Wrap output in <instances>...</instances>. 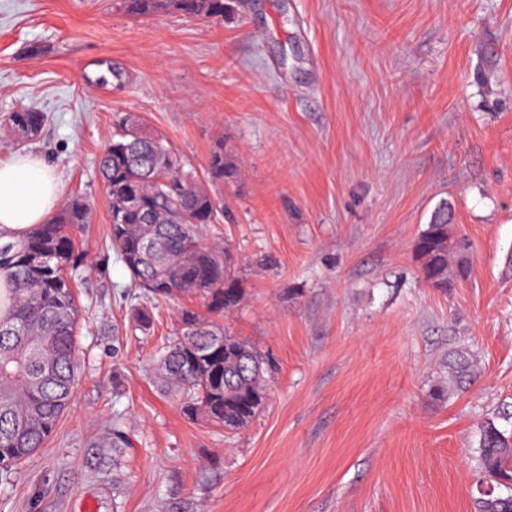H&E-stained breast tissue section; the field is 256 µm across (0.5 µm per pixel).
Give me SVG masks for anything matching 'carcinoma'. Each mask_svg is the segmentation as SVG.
<instances>
[{
    "label": "carcinoma",
    "instance_id": "cac0c4a2",
    "mask_svg": "<svg viewBox=\"0 0 512 512\" xmlns=\"http://www.w3.org/2000/svg\"><path fill=\"white\" fill-rule=\"evenodd\" d=\"M135 17L159 12L222 20L244 0H123ZM132 115L99 159L109 197L112 248L148 300L173 294L198 296L206 312L185 308L175 339L159 360V381L175 389L183 412L204 416L235 432L248 427L267 400L269 358L224 329V314L242 294L233 251L208 243L204 224L223 213L211 194L160 134L142 124L127 132ZM43 112L21 109L8 117L18 140L36 136ZM237 170L236 161L217 143L208 157L212 178ZM82 197L69 199L47 223L0 242V470L11 472L53 436L69 408L80 366V305L76 295L80 258L73 230L89 222ZM448 204L442 202L417 237L413 252L423 279L446 288L465 276L450 257L468 249V240L451 231ZM135 329L153 326L152 311L134 309ZM129 441L112 422V465H121ZM480 485L477 512H512V434L494 421L483 425L476 447ZM506 492H501V489Z\"/></svg>",
    "mask_w": 512,
    "mask_h": 512
}]
</instances>
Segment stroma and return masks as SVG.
I'll use <instances>...</instances> for the list:
<instances>
[{"instance_id": "stroma-1", "label": "stroma", "mask_w": 512, "mask_h": 512, "mask_svg": "<svg viewBox=\"0 0 512 512\" xmlns=\"http://www.w3.org/2000/svg\"><path fill=\"white\" fill-rule=\"evenodd\" d=\"M25 107L47 121L18 148ZM129 113L223 199L202 233L238 257L226 323L274 363L240 431L189 419L156 378L201 298L133 328L98 173ZM219 141L230 181L206 169ZM22 150L92 205L85 329L72 404L0 479V512H474L480 428L512 433V0H248L221 21L0 0V162ZM442 201L469 241L445 291L412 252ZM116 419L133 443L117 469Z\"/></svg>"}]
</instances>
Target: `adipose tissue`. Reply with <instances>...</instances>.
Here are the masks:
<instances>
[{
	"mask_svg": "<svg viewBox=\"0 0 512 512\" xmlns=\"http://www.w3.org/2000/svg\"><path fill=\"white\" fill-rule=\"evenodd\" d=\"M59 202L56 177L41 156L20 154L0 165V233L16 236L46 222Z\"/></svg>",
	"mask_w": 512,
	"mask_h": 512,
	"instance_id": "obj_1",
	"label": "adipose tissue"
}]
</instances>
